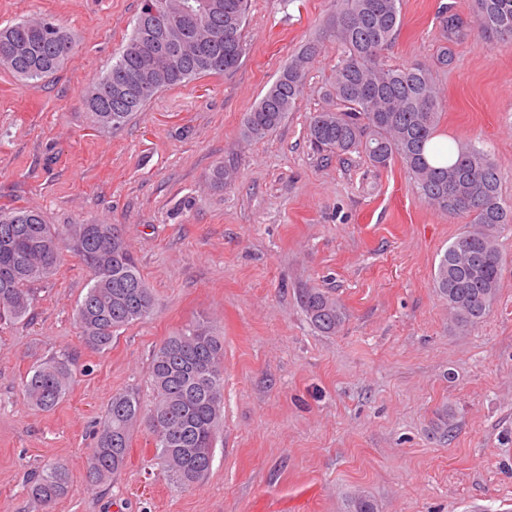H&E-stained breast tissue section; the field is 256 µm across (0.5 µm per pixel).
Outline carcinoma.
I'll return each mask as SVG.
<instances>
[{"mask_svg": "<svg viewBox=\"0 0 512 512\" xmlns=\"http://www.w3.org/2000/svg\"><path fill=\"white\" fill-rule=\"evenodd\" d=\"M157 2L143 0L120 58L88 84L85 105L102 132L126 125L157 95L135 90L114 100V86L134 71L165 68L163 91L201 75L231 73L240 65L248 0H191L202 11L197 20L184 19L186 0H164V14L182 22L163 48L155 29L142 23L149 4ZM230 23L234 37L228 42L216 31ZM400 25L401 0H339L332 36L342 53L326 89V107L309 118L307 139L320 155L357 153L377 169L399 159L425 202L468 218V230L448 245L434 272V287L448 303L456 327L466 330L482 322L497 300L502 276L498 233L512 226V204L502 197L500 172L487 151L458 142L448 147V160L430 156L441 117V95L430 67L421 62L390 66L381 57ZM439 28L445 46L437 62L449 67L453 46L466 38L501 41L503 34L512 35V0H475L473 22L445 13ZM74 47L72 34L55 19H24L0 28V68L35 89L71 57ZM317 54L318 45L310 44L281 69L245 113L244 141L262 140L286 120L303 96ZM66 249L92 273L76 318L86 348L100 352L112 345L117 331L146 319L155 307L115 224L59 226L46 223L35 209L0 208V323L28 314L33 285L54 271ZM299 299L321 332L334 334L343 325V305L323 289L304 288ZM73 364L70 355L61 354L35 367L23 385L28 400L41 410L54 409L70 388ZM150 385L153 400L147 408L133 391L112 395L90 449L86 486L104 484L126 466L138 424L153 436L166 476L190 487L210 472L224 406V338L201 323L167 337L153 351ZM453 431L454 412L445 406L435 412L432 433L443 438ZM29 491L44 512H55L74 485L68 469L57 464L43 470Z\"/></svg>", "mask_w": 512, "mask_h": 512, "instance_id": "cac0c4a2", "label": "carcinoma"}]
</instances>
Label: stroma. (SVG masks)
I'll list each match as a JSON object with an SVG mask.
<instances>
[{"label": "stroma", "mask_w": 512, "mask_h": 512, "mask_svg": "<svg viewBox=\"0 0 512 512\" xmlns=\"http://www.w3.org/2000/svg\"><path fill=\"white\" fill-rule=\"evenodd\" d=\"M474 0H402L388 64H431L440 139L489 151L512 202V42L465 40L436 64L445 11ZM142 0H0V27L53 17L77 47L38 88L0 68V207L34 208L50 224L118 225L156 298L110 348H85L76 307L91 272L65 253L37 283L25 319L0 326V512H42L26 493L64 464L74 491L56 512H347L355 493L376 512H512V230L499 237L502 282L480 324L459 330L437 293L439 259L466 217L424 202L401 162L314 154L306 126L325 106L341 53L333 0H252L246 50L232 74L158 94L107 133L84 92L128 41ZM320 46L305 93L265 139L240 136L245 112L306 44ZM234 171L227 186L212 173ZM318 287L347 318L324 335L303 311ZM224 338V415L212 468L183 488L161 471L150 433L133 431L109 486L84 484L95 423L113 394H148L151 355L185 325ZM74 382L51 411L22 381L61 353ZM456 418L434 437L438 408Z\"/></svg>", "instance_id": "35a3bbf8"}]
</instances>
